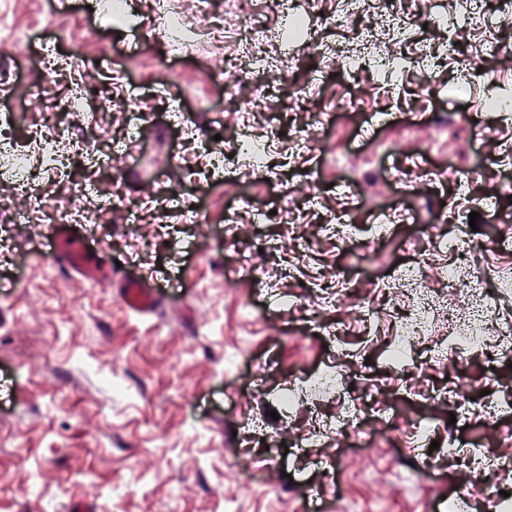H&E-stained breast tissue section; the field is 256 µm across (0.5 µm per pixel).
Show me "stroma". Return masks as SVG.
<instances>
[{"instance_id":"35a3bbf8","label":"stroma","mask_w":512,"mask_h":512,"mask_svg":"<svg viewBox=\"0 0 512 512\" xmlns=\"http://www.w3.org/2000/svg\"><path fill=\"white\" fill-rule=\"evenodd\" d=\"M224 2L211 0L203 16L196 0H125L127 20L116 25L89 10L90 0H73L64 22L55 0H0V53L19 68L17 83L0 86V96L9 100L16 134L58 120L32 102V86L50 84L65 99L77 80L62 68L45 71L41 54L83 51L88 88L113 101L88 136L98 149L115 151L131 203L104 223L77 227L89 249L112 264L108 280L69 275L50 225L0 227V381L13 385L0 394V512H68L78 500L95 512H432L442 496L466 489L468 471L442 453L448 437L441 433L439 449H407L429 467L430 482L422 484L417 470L394 461L393 437L408 434L421 415L436 427L447 422L444 403L458 378L476 394L512 392V361L496 338L456 372L441 357L456 332L448 312L468 299L466 287L437 275L455 263L452 251L430 253L429 283L443 307L430 334L413 344L424 367L412 379L385 364L393 318L368 324L329 292L337 275L353 276L377 305L403 309L408 295L389 279L418 259V224L435 225L442 238L465 236L470 213L490 205L495 218L480 221L488 248L476 260L487 271L485 287L497 293L498 322L512 326V233L496 221L512 215L502 186L512 178V119L484 92L492 83L512 89V59L493 50L512 43V21L465 32L454 47L431 22L378 47L396 57L428 50V71L369 66L346 73L309 49L351 39V29L333 25L336 0H268L270 106L245 119L225 99L206 46L175 53L150 38L164 9L202 30L223 18ZM292 9L317 15L303 37L288 31ZM467 58L478 67L462 69ZM163 66L173 88L156 80ZM296 86L304 94L294 99ZM341 96L356 99V108L334 111ZM445 110L461 112L464 127L434 123L433 113ZM323 112L330 119L316 142L296 143L297 131ZM146 113L151 122L143 121ZM471 123L478 138L469 136ZM273 131L281 142L269 178L230 159L223 179L200 198L204 223H182L178 194L191 192L189 175L208 157L183 149L181 136L217 135L229 150L238 135ZM422 164L431 170L424 182L397 188L395 177ZM375 167L384 180L351 190L350 178ZM67 193L52 181L27 193L0 182V203L16 210ZM243 195L255 198V209L225 226V209ZM428 196L443 204L447 224L437 225ZM159 197L170 198L168 212L157 211ZM331 223L338 232L328 231ZM284 239L298 245L286 260L277 250ZM244 253L259 261L250 280L225 272ZM133 275L159 289L153 311L125 307L123 279ZM365 367L376 385L371 409L345 436L330 429L321 440L309 438L315 422L335 419V401L311 399L281 412L279 394L289 381ZM271 411L278 420L268 419ZM461 438L483 441L495 457L512 456V413L493 421L473 416ZM284 445L293 449L285 458ZM269 453L278 457L275 467L249 468Z\"/></svg>"}]
</instances>
